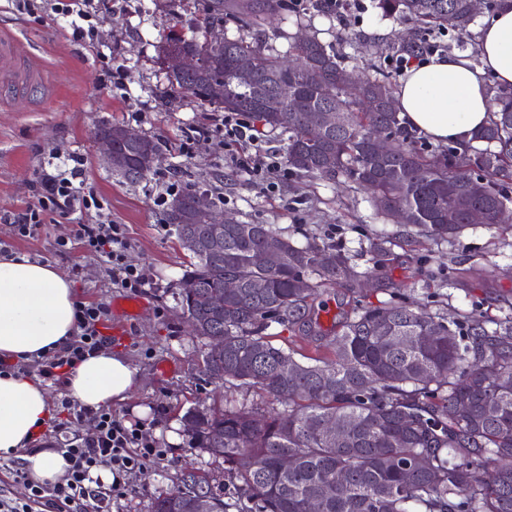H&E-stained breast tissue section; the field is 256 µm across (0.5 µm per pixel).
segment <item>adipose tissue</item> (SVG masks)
Masks as SVG:
<instances>
[{
	"label": "adipose tissue",
	"mask_w": 512,
	"mask_h": 512,
	"mask_svg": "<svg viewBox=\"0 0 512 512\" xmlns=\"http://www.w3.org/2000/svg\"><path fill=\"white\" fill-rule=\"evenodd\" d=\"M477 66L459 55H436L400 79V115L432 141L469 150L491 112L488 88L512 91V0H498L480 28ZM80 305L70 280L54 265L14 252L0 257V355L28 362L46 349L70 345ZM138 369L125 357L98 350L66 380L71 397L99 409L126 401ZM47 388L24 374L0 376V457L20 456L32 481L56 482L65 462L38 442L50 418Z\"/></svg>",
	"instance_id": "1"
}]
</instances>
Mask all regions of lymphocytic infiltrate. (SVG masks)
Masks as SVG:
<instances>
[{
    "label": "lymphocytic infiltrate",
    "mask_w": 512,
    "mask_h": 512,
    "mask_svg": "<svg viewBox=\"0 0 512 512\" xmlns=\"http://www.w3.org/2000/svg\"><path fill=\"white\" fill-rule=\"evenodd\" d=\"M37 205L17 214H1L0 222L14 227L16 235L34 238L44 230L46 213L85 214L86 222L78 224L75 238L87 250L105 258L110 266L115 287L139 293L149 286L143 269L127 264L128 241L119 225L104 213L93 192L85 187L82 161L53 163L51 170L37 173ZM105 309L99 304L81 306L77 314L74 341L66 348L41 356L38 372L47 380L60 381L75 369L86 355L99 350L104 343L99 327ZM64 412L72 419L91 421L94 432L90 438L75 439L65 444L60 453L66 462L63 475L52 484L32 482L23 465L11 467L15 481L25 483V501L0 497V512H34L50 507L54 512H103L106 498L126 496L128 474L147 473L151 462L163 455V448L147 437L142 423L127 422L108 409L92 410L62 400ZM106 469L112 476L107 490L94 486L95 472Z\"/></svg>",
    "instance_id": "obj_1"
}]
</instances>
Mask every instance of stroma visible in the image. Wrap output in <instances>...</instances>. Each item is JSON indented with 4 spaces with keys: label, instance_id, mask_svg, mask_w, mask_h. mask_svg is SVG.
I'll list each match as a JSON object with an SVG mask.
<instances>
[{
    "label": "stroma",
    "instance_id": "1",
    "mask_svg": "<svg viewBox=\"0 0 512 512\" xmlns=\"http://www.w3.org/2000/svg\"><path fill=\"white\" fill-rule=\"evenodd\" d=\"M286 3L287 10L263 32L232 21L225 22L224 32L262 41L283 56L290 37L321 33L345 67L399 81L395 48L413 37L415 22L373 4L355 24L314 7L311 0ZM205 6L206 0H92L95 37L84 43L50 10L20 12L11 0H0V31L16 36L20 57L42 60L49 86L30 94L23 108L0 97V214L36 204L34 179L50 157L83 158L87 186L125 232L127 262L143 268L153 281L138 295L139 313L119 314L113 303L126 292L112 286L103 259L75 241L79 214L46 215L44 232L34 239L18 238L11 225L0 223V241L8 251L53 264L74 284L81 303L109 305V320L127 327L126 336L107 339L105 346L128 358L142 383L111 411L144 422L166 451L148 474L129 475L127 496L111 500L109 512H147L153 499L177 489L189 468L223 490L227 512H238L240 480L223 460L192 447L187 435L174 445L166 441L171 424L188 409L216 401L232 407L262 400L255 391L230 386L213 397L199 371L201 345L188 335L173 290L192 258L163 221L172 194L187 186L207 190L221 210L238 220L272 225L296 245L317 241L343 249L358 271L379 274L369 302H387L399 293L451 319L460 314L480 320L512 316V226L475 224L447 241L407 234L403 225L377 213L367 191L341 179L299 178L284 159L279 134H260L254 145L240 142L225 128V113L168 84L160 44L172 32L191 35ZM108 123L159 139L162 160L147 180L130 185L106 167L93 131ZM203 129L208 137H200ZM258 148L276 166L250 177L237 169L236 160ZM379 237L394 242V258L381 269L370 249Z\"/></svg>",
    "mask_w": 512,
    "mask_h": 512
}]
</instances>
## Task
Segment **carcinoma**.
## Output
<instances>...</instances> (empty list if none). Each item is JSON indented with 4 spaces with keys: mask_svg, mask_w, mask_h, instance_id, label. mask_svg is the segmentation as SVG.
Listing matches in <instances>:
<instances>
[{
    "mask_svg": "<svg viewBox=\"0 0 512 512\" xmlns=\"http://www.w3.org/2000/svg\"><path fill=\"white\" fill-rule=\"evenodd\" d=\"M247 11L241 0H206L204 23L189 37L169 36L160 50H190L204 58L193 74H166L168 84L217 112L247 115L270 132L287 135L285 161L301 177L341 178L369 191L378 213H407L406 226L432 239H450L481 210L488 224L512 207V94L490 88L492 112L474 139L483 147L460 153L448 145L428 154L418 131L395 106L387 77H356L336 52L317 37L299 39L289 50L302 62L291 72L259 41L231 39L224 22L258 25L285 9V0H257ZM386 14H400L419 28L451 29L469 35L475 14L471 0H378ZM253 61L251 81L235 70L238 59ZM222 97L207 98L213 85ZM366 99L378 100L371 111ZM336 108L344 123L309 138L303 110ZM384 130L391 152L370 150L372 134ZM133 165L120 174L134 185L149 176L140 170V145L120 144ZM481 190L472 192L470 185ZM196 186L172 196L165 222L177 238L207 240L209 225L185 219ZM284 246L279 267L256 264L253 254L265 237ZM195 262L176 284L182 313L202 331V372L219 387L254 388L283 402L267 414L252 405L192 408L184 430L196 448H207L239 474L235 494L241 512H307L310 499L322 512H512V317L472 323L452 321L411 302L362 304L358 297L368 273L356 270L340 248L296 246L269 224L224 229V249L193 254ZM233 279L238 288L224 295V310L207 302L208 293ZM348 295L354 307L326 330V353L308 363L275 346L267 329L312 326L314 304L324 288ZM224 336V353L214 357L208 337ZM343 423L340 440L324 424ZM294 459L288 471L281 457ZM494 465L486 473L488 465ZM209 496L212 512H226L224 493L193 475L177 490L154 499L148 512L176 510L186 493Z\"/></svg>",
    "mask_w": 512,
    "mask_h": 512,
    "instance_id": "obj_1",
    "label": "carcinoma"
}]
</instances>
